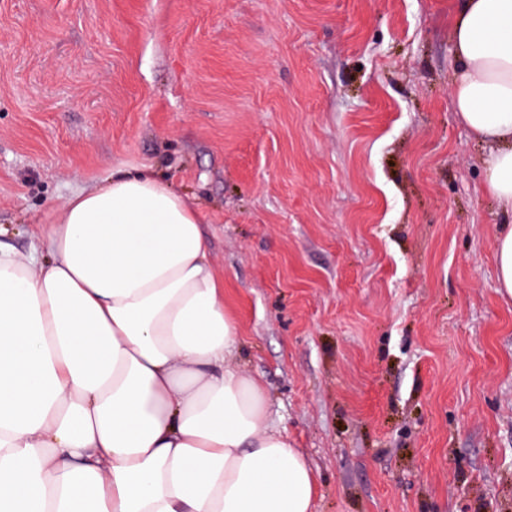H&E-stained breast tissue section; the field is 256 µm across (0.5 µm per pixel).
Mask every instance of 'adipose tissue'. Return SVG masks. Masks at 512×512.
Listing matches in <instances>:
<instances>
[{
  "instance_id": "1",
  "label": "adipose tissue",
  "mask_w": 512,
  "mask_h": 512,
  "mask_svg": "<svg viewBox=\"0 0 512 512\" xmlns=\"http://www.w3.org/2000/svg\"><path fill=\"white\" fill-rule=\"evenodd\" d=\"M451 35L512 297V0H459ZM237 344L199 214L151 172L70 194L44 250L0 241V512H313Z\"/></svg>"
}]
</instances>
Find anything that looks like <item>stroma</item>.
<instances>
[{
	"instance_id": "obj_1",
	"label": "stroma",
	"mask_w": 512,
	"mask_h": 512,
	"mask_svg": "<svg viewBox=\"0 0 512 512\" xmlns=\"http://www.w3.org/2000/svg\"><path fill=\"white\" fill-rule=\"evenodd\" d=\"M457 0H0V240L147 169L197 209L313 512H512V299ZM496 242L497 278L500 291L512 297V224H501Z\"/></svg>"
}]
</instances>
